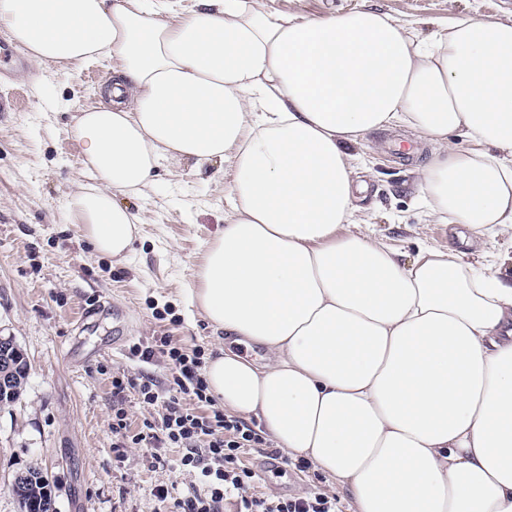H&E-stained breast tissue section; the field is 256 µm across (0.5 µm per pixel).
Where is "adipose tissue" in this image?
<instances>
[{
  "label": "adipose tissue",
  "mask_w": 512,
  "mask_h": 512,
  "mask_svg": "<svg viewBox=\"0 0 512 512\" xmlns=\"http://www.w3.org/2000/svg\"><path fill=\"white\" fill-rule=\"evenodd\" d=\"M0 28L41 70L109 64L62 211L94 254L127 258L147 216L121 199L158 169L231 163L187 293L261 354L210 355L209 395L355 512H512V275L478 245L403 261L355 203L350 151L407 126L430 150L428 218L512 242V24L418 39L379 11L315 20L270 0H0Z\"/></svg>",
  "instance_id": "obj_1"
}]
</instances>
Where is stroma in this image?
Returning <instances> with one entry per match:
<instances>
[{
	"instance_id": "obj_1",
	"label": "stroma",
	"mask_w": 512,
	"mask_h": 512,
	"mask_svg": "<svg viewBox=\"0 0 512 512\" xmlns=\"http://www.w3.org/2000/svg\"><path fill=\"white\" fill-rule=\"evenodd\" d=\"M271 6L313 19L373 9L403 20L421 38L468 14L512 24V0H271ZM0 40V100H6L34 69L15 65L16 45L1 29ZM37 74L18 109L0 112V336L14 337L31 366L20 401L0 407V512H20L11 482L36 463L48 471L59 512H159L152 487L167 484L184 493L191 478L174 465L151 469L148 449L113 448V405L135 426L156 412L132 390L113 398L112 379L144 372L164 385L170 368L162 357L146 364L128 350L109 348L116 336L143 346L168 336L188 350L214 351L218 340L189 305L186 289L205 244L224 226L231 199L215 166L198 171L172 164L139 201L149 221L129 258L93 255L79 226L63 223L60 189L81 167L73 118L96 104L94 91L111 73L93 65ZM414 138L397 126L369 133L353 147L367 184L358 203L373 233L406 259L426 247L466 249L471 233L465 226L425 216L413 167L428 150L393 153ZM244 461L258 475L257 492L299 497L321 491L350 503L345 489L314 468L279 464L256 449Z\"/></svg>"
}]
</instances>
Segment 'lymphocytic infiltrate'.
I'll use <instances>...</instances> for the list:
<instances>
[{"label":"lymphocytic infiltrate","mask_w":512,"mask_h":512,"mask_svg":"<svg viewBox=\"0 0 512 512\" xmlns=\"http://www.w3.org/2000/svg\"><path fill=\"white\" fill-rule=\"evenodd\" d=\"M164 354L171 366L166 390H157L146 375L112 380L113 395L135 390L144 403L157 407L158 416L143 420L138 431H131L123 410L112 416V432L133 444L149 448L150 465L168 467L166 449H180L177 461L181 471L192 477L191 488L173 496L169 487L156 486L153 495L174 512H224L227 499H234L236 512H341L336 496L313 491L300 497H282L254 492L255 474L242 456L246 449L262 444L260 434L244 420L215 409L202 374L200 350H185L171 337L160 339L159 347L134 345L131 354L138 361L152 362ZM208 406V414L184 407V400Z\"/></svg>","instance_id":"lymphocytic-infiltrate-1"}]
</instances>
